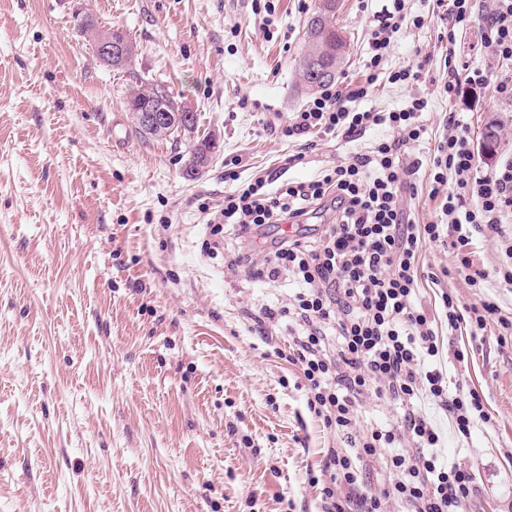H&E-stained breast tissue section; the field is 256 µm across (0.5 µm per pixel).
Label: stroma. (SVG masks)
I'll return each mask as SVG.
<instances>
[{
  "label": "stroma",
  "mask_w": 512,
  "mask_h": 512,
  "mask_svg": "<svg viewBox=\"0 0 512 512\" xmlns=\"http://www.w3.org/2000/svg\"><path fill=\"white\" fill-rule=\"evenodd\" d=\"M273 3L265 20L253 0H0V512H322L310 475L343 441L308 410L306 382L284 354L288 324L273 345L252 329L292 290L224 263L246 245L261 259L279 230L249 244L227 231L217 256L201 244L238 180L280 168L315 180L387 131L313 135L303 163L284 168L296 146L270 126L311 98L296 65L314 0ZM385 4L342 0L337 86L365 81ZM82 11L130 36L128 68L100 62L75 28ZM404 14L377 82L349 107L427 100L422 143L407 154L422 163L416 191L402 195L410 219L427 224L446 201L428 159L449 118L474 144L497 126L486 173L512 160V99L490 80L448 103L437 0H405ZM417 63V81L390 82ZM134 72L195 112L199 134L218 137L198 178L182 175L187 139L139 133L126 105ZM511 246L512 223L419 252L416 300L436 321L450 384L476 390L491 415L468 439L447 440L449 458L473 471L476 493L460 512H512V336L494 322L449 329L441 294L462 307L488 297L512 313L500 275ZM464 256L486 273L484 287L443 277Z\"/></svg>",
  "instance_id": "stroma-1"
}]
</instances>
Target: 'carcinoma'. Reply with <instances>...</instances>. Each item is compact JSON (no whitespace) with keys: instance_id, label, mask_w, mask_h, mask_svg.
<instances>
[{"instance_id":"obj_1","label":"carcinoma","mask_w":512,"mask_h":512,"mask_svg":"<svg viewBox=\"0 0 512 512\" xmlns=\"http://www.w3.org/2000/svg\"><path fill=\"white\" fill-rule=\"evenodd\" d=\"M339 6L336 0H316L314 9L307 23L308 47L305 55L315 57L323 70H339L347 50V42L342 32L336 29V13ZM300 84L311 92L332 83L330 79L314 78L306 73L303 65H298ZM136 85L131 87L128 98V109L135 113L148 105H157L167 112H181L185 116L182 125L186 131H195L197 116L194 112L184 111V107L174 97L165 94L162 99L153 97L154 86L133 76ZM216 148L212 138L204 136L190 146L185 160V175L192 178L198 176L209 165L211 153Z\"/></svg>"}]
</instances>
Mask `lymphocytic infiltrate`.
Here are the masks:
<instances>
[{
  "mask_svg": "<svg viewBox=\"0 0 512 512\" xmlns=\"http://www.w3.org/2000/svg\"><path fill=\"white\" fill-rule=\"evenodd\" d=\"M369 39L368 70L379 71L391 38L399 31L405 0H392ZM448 79L442 86L454 98L462 84L485 83L488 75L469 69L459 43L473 19H480L481 44L500 60H512V0H493L477 11L475 0H449ZM367 85L352 89L326 87L288 122L277 127L286 140L302 142L303 151L287 164L302 163L313 133L352 136L382 126L393 138H382L361 153L308 182L281 183L274 171L243 184L224 198L210 221L211 235L232 226L238 237H254L267 224L300 221L316 209L333 207L336 221L324 225L311 241L278 240L255 262L251 252L231 255L227 264L271 281L288 277L295 287L292 301L264 309L254 330L269 337L279 320H288V359L307 383V405L327 427L336 428L345 445L328 449L329 484L323 489V512H385L396 501L403 512H457L474 494L471 468L443 456L444 435L436 418L444 412L455 436L466 438L478 423L489 422L483 400L475 391H448L440 341L428 311L415 301L422 241L454 236L466 241L464 226L498 232L512 216V162L480 174L469 141L460 135L439 140L430 174L435 185L455 183L442 207L440 224L405 221L400 189H414L418 162H405L401 150L419 142L427 107L420 100L400 111L353 112L345 103L361 98ZM280 182L276 192L266 187ZM336 331L338 349L326 344ZM398 406L396 424L359 433L357 418L366 395ZM385 457L390 487L375 491L365 480L371 463Z\"/></svg>",
  "mask_w": 512,
  "mask_h": 512,
  "instance_id": "obj_1",
  "label": "lymphocytic infiltrate"
}]
</instances>
